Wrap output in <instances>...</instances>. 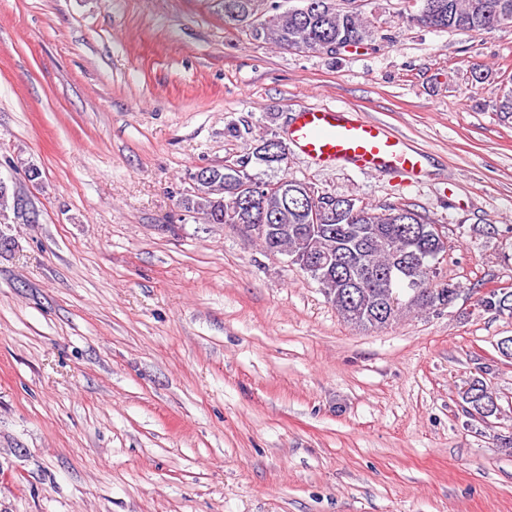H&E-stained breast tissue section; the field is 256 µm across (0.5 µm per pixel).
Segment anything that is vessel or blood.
I'll return each instance as SVG.
<instances>
[{"label":"vessel or blood","mask_w":512,"mask_h":512,"mask_svg":"<svg viewBox=\"0 0 512 512\" xmlns=\"http://www.w3.org/2000/svg\"><path fill=\"white\" fill-rule=\"evenodd\" d=\"M288 137L296 150L323 165L346 163L372 174L422 176L423 154L385 124L341 108L298 106Z\"/></svg>","instance_id":"1"}]
</instances>
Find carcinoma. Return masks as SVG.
<instances>
[{
    "instance_id": "cac0c4a2",
    "label": "carcinoma",
    "mask_w": 512,
    "mask_h": 512,
    "mask_svg": "<svg viewBox=\"0 0 512 512\" xmlns=\"http://www.w3.org/2000/svg\"><path fill=\"white\" fill-rule=\"evenodd\" d=\"M301 5L282 10L277 5L264 10L267 0H224V23L255 30V39L285 49L319 51L324 42L357 43L369 46L376 40L373 23L359 14L348 13L337 0H299ZM413 21L417 24L448 30L484 31L512 24V0H421ZM269 139L261 140L252 157L269 168L283 160L272 158L267 151ZM248 165L238 161L221 167H210L211 179L180 193L178 207L190 217H200L207 224L268 225L265 239L275 241L293 254L304 252L315 239L319 247L342 258L349 266L348 275L359 279L360 287L348 288L340 278L317 280L324 295L342 318L364 329H382L411 310H442L457 297L459 288L441 283L430 275L429 259L444 249L441 240L426 236L420 224L430 223L425 215L397 205L381 212L356 204L355 200L323 193L330 200L314 224L306 210V201L315 193L311 185L283 177L277 181L254 180L264 195V210L237 207L240 192L239 168ZM20 196L3 186L0 179V224L10 220L9 214L23 215ZM409 263V276L416 279L412 292L403 296L391 318L379 310L389 288L382 274L397 263ZM486 313L512 317V291L486 293L478 300ZM489 368H479V375L466 381L458 391L462 411L485 429L493 428L501 407L490 403L485 375Z\"/></svg>"
}]
</instances>
